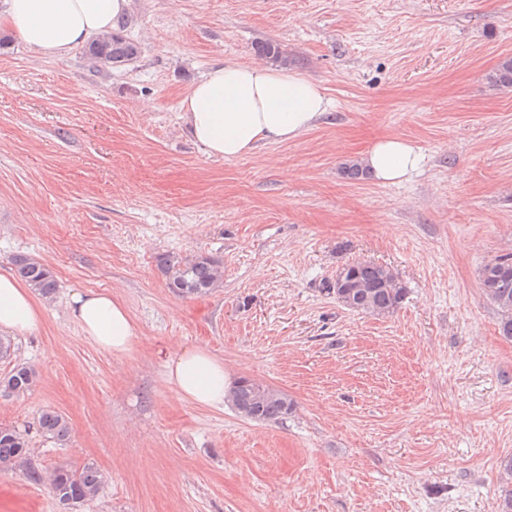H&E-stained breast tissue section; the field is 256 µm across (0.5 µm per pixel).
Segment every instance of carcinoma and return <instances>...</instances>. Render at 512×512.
I'll return each mask as SVG.
<instances>
[{"mask_svg": "<svg viewBox=\"0 0 512 512\" xmlns=\"http://www.w3.org/2000/svg\"><path fill=\"white\" fill-rule=\"evenodd\" d=\"M256 52L275 62H288L279 44L263 41L256 44ZM140 53L137 42L119 32L97 37L83 49V55L92 71L120 67L133 61ZM488 83L497 89L512 88V58L504 59L488 75ZM14 273L35 293L49 298L57 288L52 270L34 257L18 255L13 259ZM158 266L165 275L168 288L182 297L204 296L212 293L223 282V263L211 256L177 260L170 256L158 258ZM355 278L353 288H335L326 285V291L336 296L345 307L371 316L386 317L402 303L406 288L387 266L370 261L349 263ZM486 297L498 308L503 335L512 337V256L503 257L486 265L481 274ZM35 371L24 365H15L0 377V397L23 395L33 389ZM228 402L242 417L261 423H278L293 411V403L284 393L254 380L241 379L228 395ZM42 435L56 442H66L72 427L69 420L53 409L42 411L38 421ZM28 466V475L39 480V472L31 467L28 442L11 428L0 427V471H12ZM102 484L101 472L92 465L81 470L66 466L56 468L51 478V489L62 505L73 509L94 498Z\"/></svg>", "mask_w": 512, "mask_h": 512, "instance_id": "1", "label": "carcinoma"}]
</instances>
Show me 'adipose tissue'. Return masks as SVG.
<instances>
[{"label": "adipose tissue", "instance_id": "obj_1", "mask_svg": "<svg viewBox=\"0 0 512 512\" xmlns=\"http://www.w3.org/2000/svg\"><path fill=\"white\" fill-rule=\"evenodd\" d=\"M130 0H0L6 25L40 55L62 58L110 32ZM325 90L300 72L264 63L227 62L211 68L181 102V119L192 140L213 157L236 159L268 143L304 136L328 113ZM419 150L400 137L376 141L361 161L383 183L417 171ZM85 341L115 356L132 351L139 329L125 304L109 292H74L69 305ZM41 309L26 285L0 274V330L27 332ZM177 399L192 407L223 408L234 384L223 359L202 344L182 349L166 364Z\"/></svg>", "mask_w": 512, "mask_h": 512}]
</instances>
